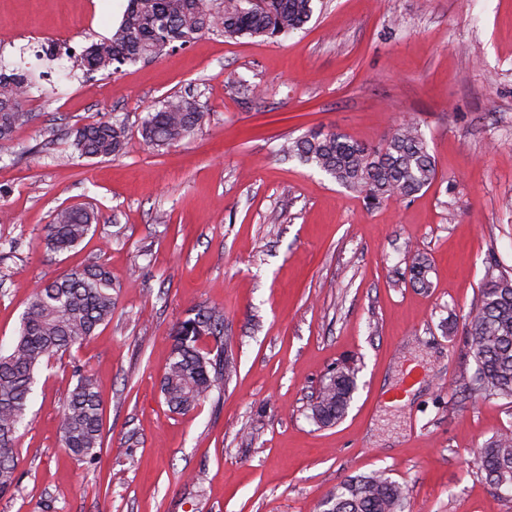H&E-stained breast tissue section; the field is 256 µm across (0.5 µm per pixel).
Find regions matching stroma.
Wrapping results in <instances>:
<instances>
[{
	"label": "stroma",
	"mask_w": 512,
	"mask_h": 512,
	"mask_svg": "<svg viewBox=\"0 0 512 512\" xmlns=\"http://www.w3.org/2000/svg\"><path fill=\"white\" fill-rule=\"evenodd\" d=\"M126 0H0V60L53 40L81 53ZM191 94L194 136L154 151L148 109ZM30 119L0 150V352L35 286L105 264L117 308L37 375L0 512H321L344 480L376 470L412 512H512L473 463L512 427V402L474 400L463 316L498 266L512 273V0H315L288 38L207 32L108 74L65 61L37 81ZM126 120L128 154L86 159L74 128ZM418 122L433 185L370 208L276 152L334 130L375 146ZM99 220L64 254L45 227L61 206ZM413 243L428 290L398 280ZM217 307L237 373L198 408L160 393L175 325ZM354 364L357 389L329 427L309 417L322 380ZM97 380L104 448L84 469L59 440L75 369Z\"/></svg>",
	"instance_id": "35a3bbf8"
}]
</instances>
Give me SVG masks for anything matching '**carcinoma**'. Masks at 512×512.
I'll list each match as a JSON object with an SVG mask.
<instances>
[{"label":"carcinoma","instance_id":"cac0c4a2","mask_svg":"<svg viewBox=\"0 0 512 512\" xmlns=\"http://www.w3.org/2000/svg\"><path fill=\"white\" fill-rule=\"evenodd\" d=\"M314 0H128L112 36L94 42L77 58L86 72L109 71L114 65L155 58L167 49L184 48L205 31L228 39L276 40L302 28L313 14ZM26 48L10 73L0 60V148L29 119L22 111L35 72L26 66ZM52 63L72 57L70 49L54 41L34 51ZM204 105L192 96L175 95L147 112L140 128L142 142L161 149L191 138L204 118ZM73 147L87 158L118 157L128 151L127 125L85 124L75 130ZM277 153L330 176L357 191L369 205L398 196L411 198L436 179L435 158L414 122L394 129L377 146L365 147L337 132L309 133L288 138ZM98 217L82 206L56 211L47 226L46 247L54 253L76 248L91 232ZM431 262L412 254L409 281L430 287ZM117 300L112 276L102 263L76 267L35 287L8 353H0V492L15 482L18 438L27 417L36 374L43 360L72 351L102 324L112 320ZM467 345L476 362L472 391L483 399L512 400V276L489 273L476 303L464 316ZM215 343L216 356L201 346ZM173 349L161 380V394L178 413L195 409L237 372L224 336V312L200 307L173 330ZM357 389V372L345 366L322 382L310 408V419L328 427L346 414ZM61 446L77 462L93 466L102 448L101 402L93 375L80 371L60 410ZM476 464L486 482L497 489L512 486V430L505 429L477 451ZM323 512H411L405 488L383 471L359 475L336 487Z\"/></svg>","mask_w":512,"mask_h":512}]
</instances>
